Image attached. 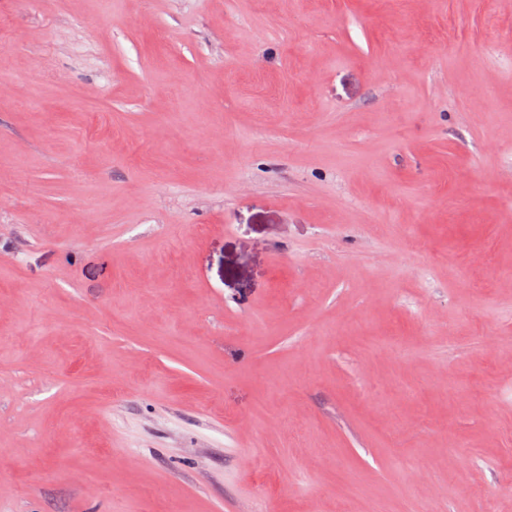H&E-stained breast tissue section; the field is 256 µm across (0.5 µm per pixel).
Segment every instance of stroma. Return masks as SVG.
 <instances>
[{
	"instance_id": "35a3bbf8",
	"label": "stroma",
	"mask_w": 512,
	"mask_h": 512,
	"mask_svg": "<svg viewBox=\"0 0 512 512\" xmlns=\"http://www.w3.org/2000/svg\"><path fill=\"white\" fill-rule=\"evenodd\" d=\"M512 0H0V512H512Z\"/></svg>"
}]
</instances>
